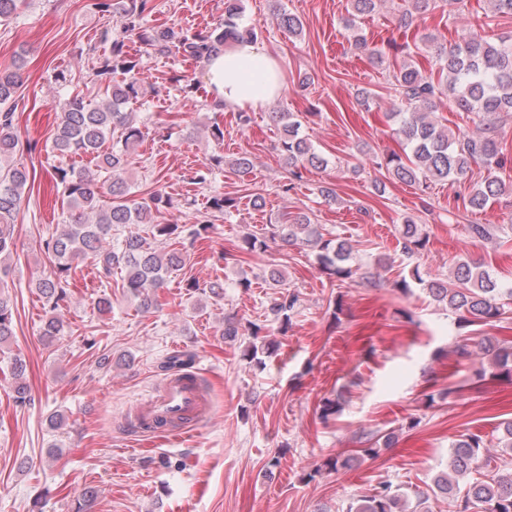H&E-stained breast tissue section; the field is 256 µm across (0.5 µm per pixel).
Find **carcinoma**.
<instances>
[{
  "mask_svg": "<svg viewBox=\"0 0 512 512\" xmlns=\"http://www.w3.org/2000/svg\"><path fill=\"white\" fill-rule=\"evenodd\" d=\"M411 5L401 11L400 21L408 24L413 14L423 15L439 6L438 0H404ZM24 0H0V23L6 24L18 14ZM101 12L120 14L124 23L122 35L112 36L104 30L101 41L110 43L109 54L100 61L98 73L103 95L95 104L79 93L65 101L63 112L51 138V150L60 155L93 156L95 168L75 170L56 168L55 179L62 186L69 211V222L44 240V250L53 257L52 270L35 283L42 298L58 306L67 295L72 262L88 257L96 266L101 287H112V273L121 275V287L148 310L155 304V292L164 286L169 274L184 266L186 257L175 247L159 249L148 238L175 240L183 232L198 237L208 229L209 222L200 221L194 228L181 224L157 222L160 209L172 205L169 198L153 193L138 198L130 192L126 174L132 155L144 140V132L127 110L130 103L143 96L140 60L128 51L126 41L133 38L147 45L157 55L180 54L191 60H204L211 53L224 50L238 41L258 38L257 26L242 27L241 0H225L224 28L217 31L165 27L147 29L142 26L146 14L154 6L152 0H96ZM278 24L289 34L299 36L302 20L291 13L279 14ZM351 47L378 60H390L391 86L396 111L390 113L395 133L407 148L403 154L386 153L376 165L406 185L425 189L433 182H457L467 178L474 164L488 170L505 165L502 136L497 119L512 117V37L492 38L473 35L452 46L433 37L428 45L431 55L430 73H424L408 62L411 48L389 41L378 45L363 34H352ZM23 60L0 70V274L7 275V259L14 247V221L21 209L29 185L28 170L15 162L19 141L14 128V98L22 82ZM448 98V105L458 112H469L478 118L476 131L452 132L435 119L437 101ZM274 120L282 124L279 149L288 166L280 185L284 194L294 190L303 180L304 172L327 165L326 159L299 134L300 122L291 112H277ZM112 148L102 150L107 140ZM512 195V185L497 177H488L473 187L467 205L473 211L484 209L491 199ZM208 209L226 216L237 210V201L222 194L208 200ZM128 224H144L150 237L129 233L112 240V231ZM272 235L286 245H311L316 248L320 270L343 282L356 270L350 264L352 246L339 237L323 232L303 212L285 213L272 225ZM402 253L411 258L425 249L427 237L412 218L404 221ZM265 233H250L242 238L241 249L254 252L267 247ZM410 279L395 284L404 294L414 281L438 302L458 316L463 327L494 326L507 319L512 310V288L501 284L478 260L460 261L448 279L433 278L415 264L409 269ZM269 286L279 289L267 306L272 322L288 324L289 312L295 309L298 295L282 291L284 277L271 269ZM14 335L13 304L10 296L0 292V344ZM478 348L489 357L492 375L512 380V345L491 336H468L456 346L461 357ZM13 391L16 402H28L25 380L26 364L16 356L11 362ZM395 433L377 435L366 441L360 452L376 456L383 448L392 447ZM467 479L465 489L459 480ZM433 493L453 498L452 512H512V472L503 473L496 456L486 447L481 436L465 435L450 445L448 468L433 480ZM429 495L418 494L414 506L399 490L388 483L374 488L369 495L354 500L345 512H432L427 506Z\"/></svg>",
  "mask_w": 512,
  "mask_h": 512,
  "instance_id": "cac0c4a2",
  "label": "carcinoma"
}]
</instances>
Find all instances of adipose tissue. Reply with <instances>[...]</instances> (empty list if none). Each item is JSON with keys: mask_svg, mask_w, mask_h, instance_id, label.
Listing matches in <instances>:
<instances>
[{"mask_svg": "<svg viewBox=\"0 0 512 512\" xmlns=\"http://www.w3.org/2000/svg\"><path fill=\"white\" fill-rule=\"evenodd\" d=\"M205 78L212 103L256 109L283 90L278 59L258 42H240L211 55Z\"/></svg>", "mask_w": 512, "mask_h": 512, "instance_id": "ef3b65f1", "label": "adipose tissue"}]
</instances>
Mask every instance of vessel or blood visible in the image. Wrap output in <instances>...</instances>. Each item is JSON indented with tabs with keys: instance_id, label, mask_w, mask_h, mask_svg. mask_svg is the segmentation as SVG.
I'll use <instances>...</instances> for the list:
<instances>
[{
	"instance_id": "vessel-or-blood-1",
	"label": "vessel or blood",
	"mask_w": 512,
	"mask_h": 512,
	"mask_svg": "<svg viewBox=\"0 0 512 512\" xmlns=\"http://www.w3.org/2000/svg\"><path fill=\"white\" fill-rule=\"evenodd\" d=\"M210 412L198 374H175L167 377L131 412L135 428L142 433L175 434L199 423Z\"/></svg>"
}]
</instances>
